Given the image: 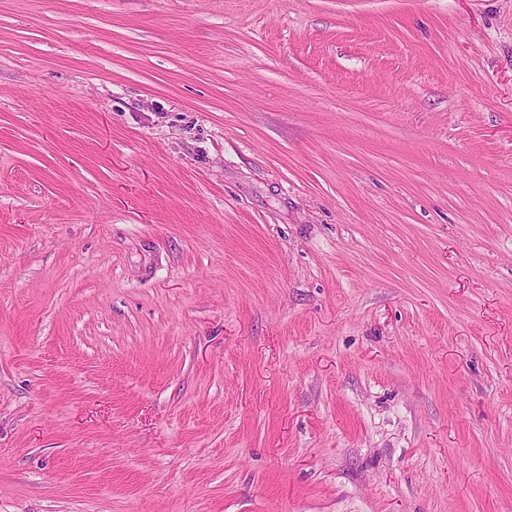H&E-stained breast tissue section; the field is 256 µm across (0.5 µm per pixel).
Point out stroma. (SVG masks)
<instances>
[{"mask_svg": "<svg viewBox=\"0 0 512 512\" xmlns=\"http://www.w3.org/2000/svg\"><path fill=\"white\" fill-rule=\"evenodd\" d=\"M0 512H512V0H0Z\"/></svg>", "mask_w": 512, "mask_h": 512, "instance_id": "1", "label": "stroma"}]
</instances>
